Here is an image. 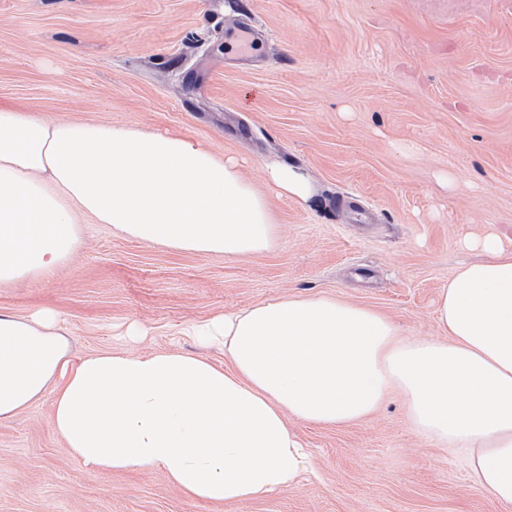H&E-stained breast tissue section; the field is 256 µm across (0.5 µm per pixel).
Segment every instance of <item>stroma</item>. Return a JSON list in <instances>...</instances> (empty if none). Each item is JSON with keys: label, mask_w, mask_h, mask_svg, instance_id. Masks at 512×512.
<instances>
[{"label": "stroma", "mask_w": 512, "mask_h": 512, "mask_svg": "<svg viewBox=\"0 0 512 512\" xmlns=\"http://www.w3.org/2000/svg\"><path fill=\"white\" fill-rule=\"evenodd\" d=\"M243 23L249 56L230 48ZM0 104L182 134L236 161L276 218V246L245 259L84 219L67 266L0 288V311L57 312L76 363L112 350L220 363L187 327L283 296L354 302L439 340V295L484 260L476 239L512 245V0H0ZM276 161L315 196L277 195ZM288 424L312 468L226 507L159 468L79 463L47 395L0 421V512H512L476 483L468 449L413 430L399 392L353 424Z\"/></svg>", "instance_id": "35a3bbf8"}]
</instances>
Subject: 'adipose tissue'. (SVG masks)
<instances>
[{
    "label": "adipose tissue",
    "mask_w": 512,
    "mask_h": 512,
    "mask_svg": "<svg viewBox=\"0 0 512 512\" xmlns=\"http://www.w3.org/2000/svg\"><path fill=\"white\" fill-rule=\"evenodd\" d=\"M179 250L244 258L277 226L238 164L175 133L52 121L0 105V285L46 277L81 244V216ZM439 297L446 341L400 337L378 311L281 297L191 325L225 365L176 351H103L72 363L54 311L0 312V420L53 397V428L82 463L162 468L191 499L234 506L292 486L308 459L288 417L356 422L390 389L413 429L466 448L474 479L512 505V247Z\"/></svg>",
    "instance_id": "obj_1"
}]
</instances>
